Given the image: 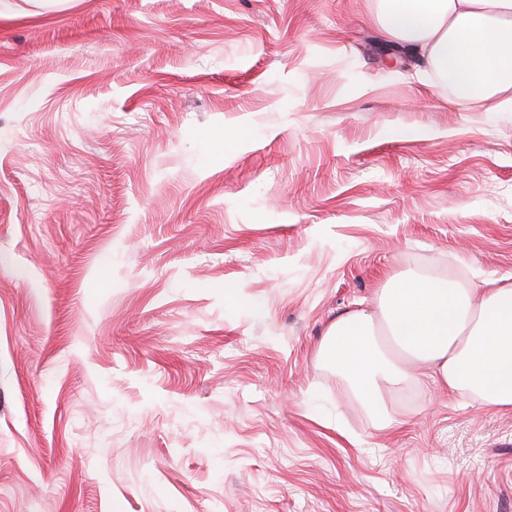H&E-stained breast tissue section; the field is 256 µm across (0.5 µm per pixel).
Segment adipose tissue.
Returning <instances> with one entry per match:
<instances>
[{
  "instance_id": "obj_1",
  "label": "adipose tissue",
  "mask_w": 512,
  "mask_h": 512,
  "mask_svg": "<svg viewBox=\"0 0 512 512\" xmlns=\"http://www.w3.org/2000/svg\"><path fill=\"white\" fill-rule=\"evenodd\" d=\"M386 38L425 56L460 110L512 112V0H378ZM322 353L378 404L382 386L430 380L452 398L512 409V287L455 275L385 284L379 311L337 319Z\"/></svg>"
}]
</instances>
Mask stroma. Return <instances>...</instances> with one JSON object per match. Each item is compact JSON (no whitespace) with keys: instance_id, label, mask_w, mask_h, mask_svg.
I'll use <instances>...</instances> for the list:
<instances>
[{"instance_id":"35a3bbf8","label":"stroma","mask_w":512,"mask_h":512,"mask_svg":"<svg viewBox=\"0 0 512 512\" xmlns=\"http://www.w3.org/2000/svg\"><path fill=\"white\" fill-rule=\"evenodd\" d=\"M376 0H0V512H512V410L318 347L388 280L512 284V112Z\"/></svg>"}]
</instances>
